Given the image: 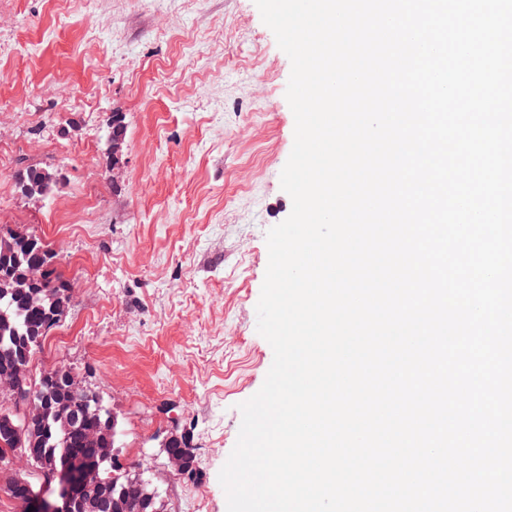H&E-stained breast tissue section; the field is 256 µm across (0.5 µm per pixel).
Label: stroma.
Listing matches in <instances>:
<instances>
[{"mask_svg":"<svg viewBox=\"0 0 512 512\" xmlns=\"http://www.w3.org/2000/svg\"><path fill=\"white\" fill-rule=\"evenodd\" d=\"M290 73L254 0H0V228L44 237L72 283L30 373L64 365L101 393L166 512H227L238 406L273 362L256 305L292 210ZM27 167L61 174L51 196H20ZM166 403L197 479L163 452Z\"/></svg>","mask_w":512,"mask_h":512,"instance_id":"stroma-1","label":"stroma"}]
</instances>
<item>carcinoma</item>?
I'll use <instances>...</instances> for the list:
<instances>
[{"label":"carcinoma","mask_w":512,"mask_h":512,"mask_svg":"<svg viewBox=\"0 0 512 512\" xmlns=\"http://www.w3.org/2000/svg\"><path fill=\"white\" fill-rule=\"evenodd\" d=\"M43 169L28 167L22 175L33 195H50L54 182L41 181ZM14 250L6 254L0 247V267L11 270L7 281L0 280V365L14 358L19 342L29 336H47L48 326H57L67 308L72 290L71 281L57 268L54 253L46 241L36 235L16 232L8 236ZM40 266L43 284L39 299L30 301L32 290H22L18 284L25 281L29 267ZM36 385L44 395L41 401L44 425L23 434L25 448L31 464L40 472L52 466L81 469L86 464L100 463L107 471L113 512H124L120 505L130 503L142 507L143 512H160V492L148 480L127 473L126 468L99 458L98 448L87 440V435L100 431L107 438L117 433L109 409L99 413L85 412L73 417L63 412L65 403L81 394H93L96 389L81 384L72 369L55 367L41 373ZM167 458L182 459L185 477H196L193 437L188 431H177L164 444Z\"/></svg>","instance_id":"carcinoma-1"}]
</instances>
